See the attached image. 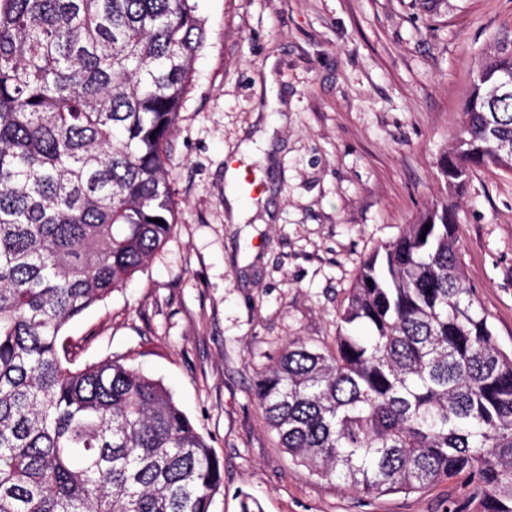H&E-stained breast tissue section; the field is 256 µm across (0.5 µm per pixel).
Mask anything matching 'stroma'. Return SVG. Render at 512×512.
Returning a JSON list of instances; mask_svg holds the SVG:
<instances>
[{"label": "stroma", "mask_w": 512, "mask_h": 512, "mask_svg": "<svg viewBox=\"0 0 512 512\" xmlns=\"http://www.w3.org/2000/svg\"><path fill=\"white\" fill-rule=\"evenodd\" d=\"M207 42L171 139V235L143 269L67 324L74 366L113 356L170 388L224 464L212 512H484L469 487L363 497L279 444L255 395L294 341L331 342L363 261L433 204L456 210L463 269L512 352V173L440 162L470 76L512 38V0H196ZM272 65L279 108L256 80ZM271 149L241 154L265 123ZM266 205L234 224L226 155Z\"/></svg>", "instance_id": "35a3bbf8"}]
</instances>
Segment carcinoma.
Here are the masks:
<instances>
[{"mask_svg":"<svg viewBox=\"0 0 512 512\" xmlns=\"http://www.w3.org/2000/svg\"><path fill=\"white\" fill-rule=\"evenodd\" d=\"M205 35L195 0H0V512H212L223 487L161 381L59 349L172 230L168 146ZM507 77L498 42L446 189L475 166L512 171ZM456 227L435 207L370 255L334 348L289 344L255 395L282 447L346 490L459 478L512 512V354L465 283Z\"/></svg>","mask_w":512,"mask_h":512,"instance_id":"1","label":"carcinoma"}]
</instances>
